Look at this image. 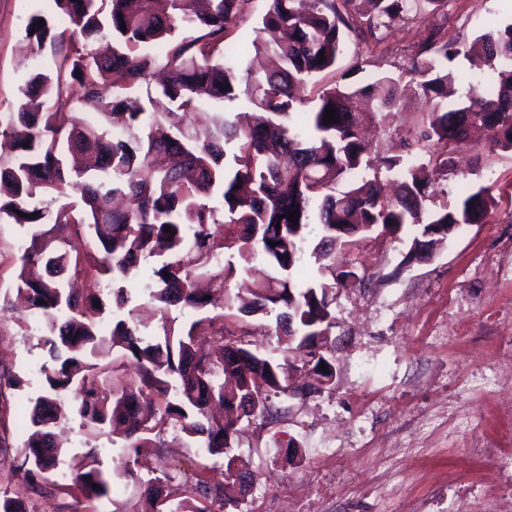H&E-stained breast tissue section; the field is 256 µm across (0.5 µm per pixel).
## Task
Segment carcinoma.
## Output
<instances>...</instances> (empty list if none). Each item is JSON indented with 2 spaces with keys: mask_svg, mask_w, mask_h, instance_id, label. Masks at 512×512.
Wrapping results in <instances>:
<instances>
[{
  "mask_svg": "<svg viewBox=\"0 0 512 512\" xmlns=\"http://www.w3.org/2000/svg\"><path fill=\"white\" fill-rule=\"evenodd\" d=\"M420 1L447 3L267 0L250 39L236 36L249 0H205L202 10L197 0H48L49 11L30 16L25 37L34 53L54 49L55 70L31 74L21 92L51 105L0 112V224L23 233L12 291L40 317L51 362L14 459L29 490L50 484L92 509L110 493L94 451L70 481L50 479L65 454L55 432L62 395L72 396L82 426L122 436L126 457L169 424L204 457H226L244 425L280 414L270 402L288 395L278 361L241 340L216 347L199 337L213 323L209 306L223 299L235 309L224 289L237 268L215 262L224 250L235 246L244 265L260 258L269 269L249 289L250 305L235 310L253 320L276 313L288 352L321 343L328 372L310 383L321 393L335 376L327 340L336 327V252L349 244L336 240V225L410 233L413 243L447 230L423 240L433 249L486 220L495 199L484 187L436 209L426 201L465 150L467 121L487 125L491 148L512 150V24L479 37L495 84L471 83L460 95L448 69L454 45L426 39L425 57L407 72L426 107L423 137L440 149L412 163L373 158L362 136L377 115L399 109L395 78L321 82L336 71L346 33L365 42ZM158 67L166 75L147 108L128 89L150 83ZM241 98L251 111H207ZM329 105L339 122L324 120ZM293 211L296 224L286 218ZM144 272L163 331L151 338L129 307L128 283ZM174 307L195 319L175 327ZM115 348L137 366L131 387L103 379ZM208 470H147L146 512H229ZM0 512L26 507L0 487Z\"/></svg>",
  "mask_w": 512,
  "mask_h": 512,
  "instance_id": "obj_1",
  "label": "carcinoma"
}]
</instances>
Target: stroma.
<instances>
[{
    "mask_svg": "<svg viewBox=\"0 0 512 512\" xmlns=\"http://www.w3.org/2000/svg\"><path fill=\"white\" fill-rule=\"evenodd\" d=\"M42 0H0V108L24 104L21 88L35 71L51 72L50 52L30 58L25 27ZM512 24V0H448L405 14L378 42L347 35L333 81L353 71L357 83L385 73L405 74L428 33L454 43L449 67L457 89L491 82L492 71L467 50L481 34ZM422 104L405 101L373 135L378 156L417 154ZM488 188L496 206L482 224L464 226L431 261L410 262L409 236L369 235L341 255L358 282L337 289L336 327L329 343L335 385L303 399L276 397L282 414L273 423L244 429L229 453L245 459L256 481L244 512H490L494 493L512 494V152H483L471 162L461 152L455 171L439 177L430 207L457 201L462 184ZM273 317L230 316L225 334L242 336L260 354L282 359ZM48 358L29 313L0 299V486L24 499L29 512H84V502L59 494H31L11 468L24 439L23 409L37 395ZM65 466L77 472L89 451L114 479L99 512H144L136 478L117 477L124 461L111 433H89L79 419L63 421ZM296 439L293 463L277 457V444ZM204 458L193 441L167 427L139 464L155 472L194 473ZM503 476L485 487L487 471Z\"/></svg>",
    "mask_w": 512,
    "mask_h": 512,
    "instance_id": "stroma-1",
    "label": "stroma"
}]
</instances>
